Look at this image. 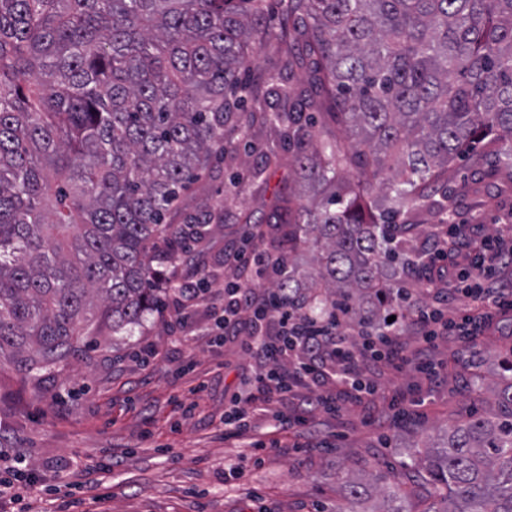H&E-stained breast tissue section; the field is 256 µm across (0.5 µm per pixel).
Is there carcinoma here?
I'll use <instances>...</instances> for the list:
<instances>
[{
    "instance_id": "obj_1",
    "label": "carcinoma",
    "mask_w": 512,
    "mask_h": 512,
    "mask_svg": "<svg viewBox=\"0 0 512 512\" xmlns=\"http://www.w3.org/2000/svg\"><path fill=\"white\" fill-rule=\"evenodd\" d=\"M0 0V356L38 381L86 358L98 336L163 316L156 262L174 263L222 215L170 224L193 177L224 157L228 133L259 120L284 131L295 181L288 255L309 245L272 292L301 308L341 307L360 327L384 317L394 288L420 280L399 223L448 214V170L470 145L502 143L512 173V0ZM275 42L278 70L241 81L254 44ZM317 98L282 83L304 57ZM331 108L343 141L311 115ZM271 149L255 175L278 165ZM357 168L336 193L345 161ZM493 407L406 445L425 512H512V358L487 387ZM345 506L411 512L383 471H347Z\"/></svg>"
}]
</instances>
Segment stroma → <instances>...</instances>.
I'll use <instances>...</instances> for the list:
<instances>
[{"mask_svg":"<svg viewBox=\"0 0 512 512\" xmlns=\"http://www.w3.org/2000/svg\"><path fill=\"white\" fill-rule=\"evenodd\" d=\"M281 145L280 131L259 122L248 138L233 137L223 161L201 173L170 217L182 223L226 195L223 223L197 247L211 294L224 288L227 253L242 245L243 213L271 217L292 180L288 164L268 172L266 181L253 177L257 150ZM491 151L477 145L456 160L448 180L457 223H467L470 209L479 207L485 233L504 234L512 219V175L490 171ZM179 300L177 290L168 291L163 317H148L133 335L104 337L88 359L70 361L39 384L0 360V450L25 457L44 475L51 490L36 496L41 512H336L343 468L370 461L403 477L400 446L466 411L491 408L474 381L495 379L504 352L497 337L483 338L470 352L449 344L437 358L456 355L457 374L431 382L411 369L373 372L382 394L380 425H367L355 406L333 417L319 413L313 438L327 440L329 449L299 455L285 437L255 465L245 441L219 436L232 396L248 383L250 358L237 338L210 346V301L184 321ZM411 390L425 399L424 417L394 423L390 401ZM234 465L241 474L231 473Z\"/></svg>","mask_w":512,"mask_h":512,"instance_id":"35a3bbf8","label":"stroma"}]
</instances>
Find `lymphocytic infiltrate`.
I'll return each mask as SVG.
<instances>
[{
	"label": "lymphocytic infiltrate",
	"instance_id": "obj_1",
	"mask_svg": "<svg viewBox=\"0 0 512 512\" xmlns=\"http://www.w3.org/2000/svg\"><path fill=\"white\" fill-rule=\"evenodd\" d=\"M431 272L418 287L402 286L392 322L353 329L334 311H300L253 283L275 273L280 259L241 248L225 259L231 273L219 296L216 323L223 332L244 330L252 360L251 386L235 394L225 438L247 441L255 457L272 451L276 437L305 426L315 411L335 413L342 401H374L378 387L364 366L374 362L400 373L442 342L474 346L504 320L512 321V234H481L464 224L437 231L427 254ZM415 331L421 347L408 355L401 343ZM277 411L269 431L255 430L256 414Z\"/></svg>",
	"mask_w": 512,
	"mask_h": 512
}]
</instances>
